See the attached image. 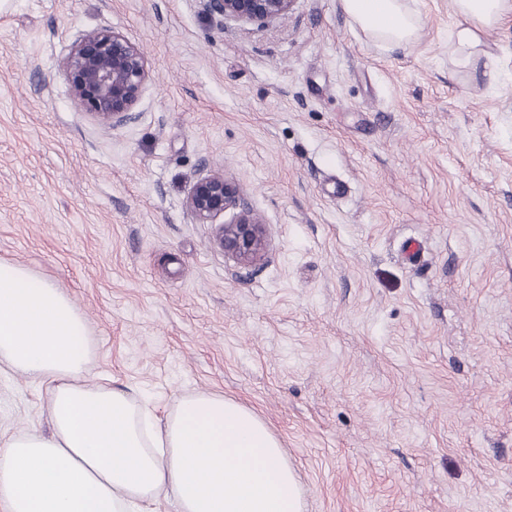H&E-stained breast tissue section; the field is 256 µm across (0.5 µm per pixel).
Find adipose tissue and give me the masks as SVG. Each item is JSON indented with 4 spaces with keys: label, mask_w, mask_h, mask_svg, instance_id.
Returning a JSON list of instances; mask_svg holds the SVG:
<instances>
[{
    "label": "adipose tissue",
    "mask_w": 512,
    "mask_h": 512,
    "mask_svg": "<svg viewBox=\"0 0 512 512\" xmlns=\"http://www.w3.org/2000/svg\"><path fill=\"white\" fill-rule=\"evenodd\" d=\"M461 63L483 35L512 20V0H450ZM381 47L414 42L421 20L406 0H341ZM88 332L75 303L27 268L0 261V363L46 387L51 431L0 442L6 512H302L292 467L267 427L210 392L159 418L122 390L90 383Z\"/></svg>",
    "instance_id": "adipose-tissue-1"
}]
</instances>
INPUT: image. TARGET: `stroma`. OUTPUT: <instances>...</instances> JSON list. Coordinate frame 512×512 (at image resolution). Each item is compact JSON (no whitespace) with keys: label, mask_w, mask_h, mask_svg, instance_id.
<instances>
[{"label":"stroma","mask_w":512,"mask_h":512,"mask_svg":"<svg viewBox=\"0 0 512 512\" xmlns=\"http://www.w3.org/2000/svg\"><path fill=\"white\" fill-rule=\"evenodd\" d=\"M387 51L340 0L217 23L199 0L0 8V261L84 314L86 379L159 417L207 391L280 441L304 512H512V27L457 63L449 0ZM109 27L149 79L120 127L60 59ZM264 219L259 268L185 207L208 171ZM49 431L0 373V439Z\"/></svg>","instance_id":"35a3bbf8"}]
</instances>
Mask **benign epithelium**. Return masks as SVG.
<instances>
[{
	"label": "benign epithelium",
	"mask_w": 512,
	"mask_h": 512,
	"mask_svg": "<svg viewBox=\"0 0 512 512\" xmlns=\"http://www.w3.org/2000/svg\"><path fill=\"white\" fill-rule=\"evenodd\" d=\"M203 10L220 20L266 23L287 17L296 0H201ZM61 66L71 95L92 118L114 127L131 119L149 78L147 60L137 44L110 29L99 28L76 40ZM186 207L200 224L217 225V242L237 264H262L268 249L267 227L247 207L238 183L222 171H212L192 187ZM232 218L224 220L227 212Z\"/></svg>",
	"instance_id": "1"
}]
</instances>
